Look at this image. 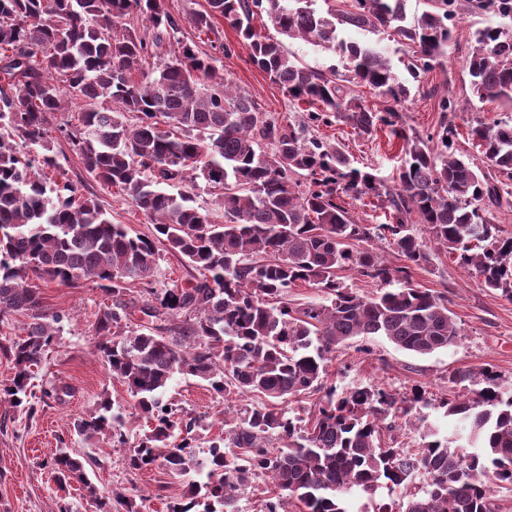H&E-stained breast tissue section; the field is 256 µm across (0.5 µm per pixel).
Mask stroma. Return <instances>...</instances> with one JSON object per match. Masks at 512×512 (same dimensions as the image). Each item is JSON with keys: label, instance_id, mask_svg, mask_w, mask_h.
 Masks as SVG:
<instances>
[{"label": "stroma", "instance_id": "35a3bbf8", "mask_svg": "<svg viewBox=\"0 0 512 512\" xmlns=\"http://www.w3.org/2000/svg\"><path fill=\"white\" fill-rule=\"evenodd\" d=\"M489 17L466 13L453 27L455 47L442 67L429 73L423 91L413 93L406 106V121L426 133L439 120L428 87L451 90L457 97L469 91L470 77L457 48L467 45L472 32L489 24ZM221 41L228 55L221 61L226 77L258 100L268 114L287 115L288 99L268 76L254 66L247 47L224 20H217ZM76 112H60L50 120L48 142L79 195L96 200L113 223L126 225L131 234L148 236L152 226L128 198L102 186L87 172L82 159L58 131L63 122L76 119ZM320 137L341 146L358 166L370 167L382 177H391L401 154L387 131L370 137L358 136L348 125L335 124L319 130ZM414 283L442 292L460 329L457 342L448 349L427 356H416L395 348L381 336H360L341 347L328 367V380L342 389L357 385H379L410 395L420 386L432 398V405L415 416L398 418L392 433L397 448L418 447L427 428L447 432L453 422L444 416L439 401L447 394L473 389L470 381L457 380L460 371L492 368L499 382L512 388V301L499 292L480 287L469 272L450 259L446 252L432 250L430 262L412 272ZM45 307L66 314L61 330L45 352L33 381L35 414L14 409L0 400V512H95L91 498L80 484L59 489L48 463L60 448L72 449L80 460L97 459L89 476L99 495L120 490L136 498L142 512H166L167 501L176 498L183 486L162 465L137 472L126 465L127 449L111 447L104 436L88 439L74 426L108 401L112 412L121 414L130 442H137L145 428L135 401L119 381L113 380L97 354L93 327L98 314L111 298L91 282L74 286L48 283L42 287ZM162 398L180 414L196 418V432L208 440L222 434L224 411L243 403H258V396L238 395L216 398L207 383L191 376L175 375Z\"/></svg>", "mask_w": 512, "mask_h": 512}]
</instances>
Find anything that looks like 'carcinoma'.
Segmentation results:
<instances>
[{
  "instance_id": "obj_1",
  "label": "carcinoma",
  "mask_w": 512,
  "mask_h": 512,
  "mask_svg": "<svg viewBox=\"0 0 512 512\" xmlns=\"http://www.w3.org/2000/svg\"><path fill=\"white\" fill-rule=\"evenodd\" d=\"M207 5L193 15L194 29L213 34L218 18L234 28L299 117H266L220 72V58L201 55L192 40L177 41L162 67L150 68L180 29L165 0H0V322L15 314L31 319L26 335L3 347L15 373L0 392L13 407L28 406L32 369L65 318L46 310L40 284L91 281L112 298L93 328L97 353L148 427L129 468L160 463L184 484L167 512H241V496L259 473L280 489L259 512H280L286 499L300 512H347L346 495L383 488L399 497L398 512H496L494 485L512 484V392L501 390L494 371L481 372L482 387L440 401L447 416L467 423L466 437L430 428L428 441L407 452L384 443L394 428L389 417L431 405L424 389L409 397L371 384L340 390L325 375L336 349L358 336H383L419 356L457 341L448 297L412 281V267L428 264L431 251L416 224L481 287L512 301V235H503L495 216L512 203V119L469 125L484 165L453 150L456 113L480 104L512 111V29L474 31L464 54L470 96H437L439 122L425 135L406 122L411 86L385 51L341 33L391 31L420 84L448 56L450 7L512 20V0H430V9L411 17L406 0ZM262 15L282 36L339 54L343 69L300 63L256 30ZM139 18L147 22L143 33L134 25ZM358 87L382 107H369ZM99 98L112 107H91ZM69 102L88 108L60 131L96 181L150 220L153 237L130 235L97 201L77 196L70 181L46 175L59 170L47 146L49 118ZM129 113L136 123H128ZM339 122L368 137L386 127L402 142L392 184L316 136V128ZM14 136L43 152L20 154ZM198 179L221 190L224 223L194 206L188 192H170ZM365 197L385 200L391 223L358 221L346 199ZM377 241L406 264H385ZM160 244L199 276L155 288ZM343 271L375 282L377 291L358 294ZM298 282L319 288L327 302L298 309L276 303ZM135 283L141 300H125ZM136 312L157 324L126 333L123 322ZM176 374L206 381L221 398L234 391L264 401L235 410L202 457L191 437L196 420L177 418L161 399ZM306 395L316 396L314 411L306 419L290 415L285 400ZM109 412L104 401L75 429L124 448L125 423ZM50 466L60 488L76 481L97 497L85 465L69 452Z\"/></svg>"
}]
</instances>
